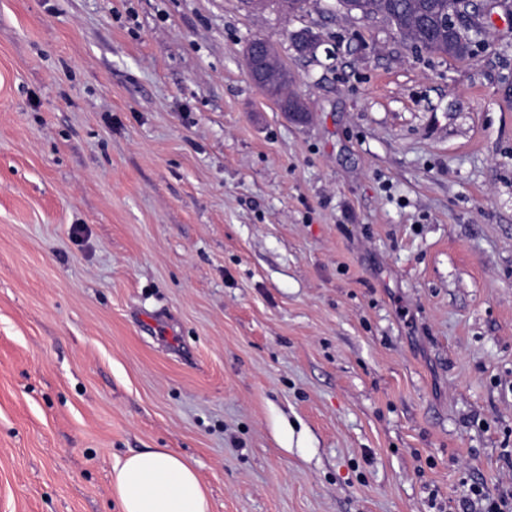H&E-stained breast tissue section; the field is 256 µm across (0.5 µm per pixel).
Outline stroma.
<instances>
[{
  "label": "stroma",
  "instance_id": "1",
  "mask_svg": "<svg viewBox=\"0 0 512 512\" xmlns=\"http://www.w3.org/2000/svg\"><path fill=\"white\" fill-rule=\"evenodd\" d=\"M476 2L457 60L337 0H0V512H119L146 448L210 512L512 497V0ZM248 75L252 82L273 100L283 88L288 87V69L281 67L276 48L268 41H251L244 52ZM274 94V95H273Z\"/></svg>",
  "mask_w": 512,
  "mask_h": 512
}]
</instances>
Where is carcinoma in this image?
Instances as JSON below:
<instances>
[{
  "mask_svg": "<svg viewBox=\"0 0 512 512\" xmlns=\"http://www.w3.org/2000/svg\"><path fill=\"white\" fill-rule=\"evenodd\" d=\"M347 12L381 17L404 41L420 49L463 60L478 46L477 36L448 30L444 18L473 0H338Z\"/></svg>",
  "mask_w": 512,
  "mask_h": 512,
  "instance_id": "obj_1",
  "label": "carcinoma"
}]
</instances>
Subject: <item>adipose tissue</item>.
Listing matches in <instances>:
<instances>
[{
    "instance_id": "obj_1",
    "label": "adipose tissue",
    "mask_w": 512,
    "mask_h": 512,
    "mask_svg": "<svg viewBox=\"0 0 512 512\" xmlns=\"http://www.w3.org/2000/svg\"><path fill=\"white\" fill-rule=\"evenodd\" d=\"M112 493L119 512H210L194 467L165 449L118 460L112 468Z\"/></svg>"
}]
</instances>
